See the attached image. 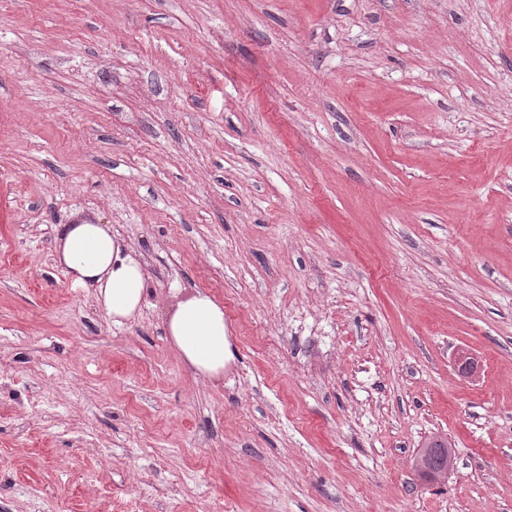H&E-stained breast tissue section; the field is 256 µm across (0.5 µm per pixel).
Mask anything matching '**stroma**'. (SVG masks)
Here are the masks:
<instances>
[{
  "instance_id": "35a3bbf8",
  "label": "stroma",
  "mask_w": 512,
  "mask_h": 512,
  "mask_svg": "<svg viewBox=\"0 0 512 512\" xmlns=\"http://www.w3.org/2000/svg\"><path fill=\"white\" fill-rule=\"evenodd\" d=\"M0 512H512V0H0ZM56 256L76 286L93 288L113 323L132 317L147 294L148 277L142 256L107 224H62ZM165 334L183 363L196 376L224 377L232 358L224 305L209 291L196 289L177 303L165 324ZM423 446L428 448H439V452H442V454L444 455H448V458L441 460L438 466V470L436 472V478L426 473H423L422 471L426 470L427 468V461L421 456L416 458L415 466L417 468L416 471L418 475L426 482L434 481L437 478H439L441 472L445 471L447 467L448 469L450 468L453 460V454L448 453V440L446 439L431 438L427 442H425Z\"/></svg>"
}]
</instances>
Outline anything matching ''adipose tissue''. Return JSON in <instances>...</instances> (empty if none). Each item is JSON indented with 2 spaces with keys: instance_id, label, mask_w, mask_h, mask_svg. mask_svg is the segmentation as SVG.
I'll use <instances>...</instances> for the list:
<instances>
[{
  "instance_id": "adipose-tissue-1",
  "label": "adipose tissue",
  "mask_w": 512,
  "mask_h": 512,
  "mask_svg": "<svg viewBox=\"0 0 512 512\" xmlns=\"http://www.w3.org/2000/svg\"><path fill=\"white\" fill-rule=\"evenodd\" d=\"M56 256L76 286L94 290L113 322L129 319L141 307L148 288L144 262L109 225H62ZM165 334L195 375L223 378L232 357L229 329L223 303L209 291L197 289L179 301L165 324Z\"/></svg>"
}]
</instances>
